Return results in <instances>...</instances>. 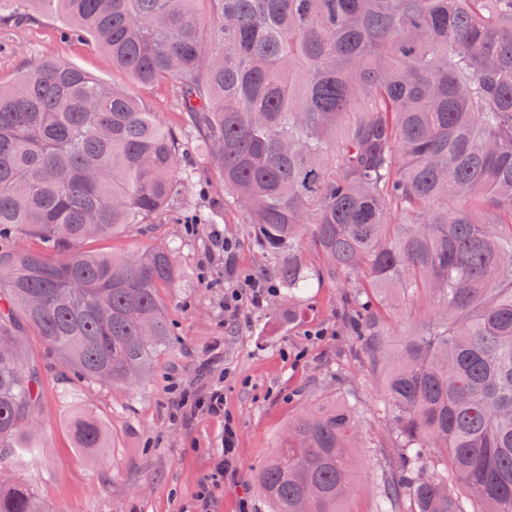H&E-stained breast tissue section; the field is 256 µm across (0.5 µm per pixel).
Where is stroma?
I'll return each mask as SVG.
<instances>
[{
	"label": "stroma",
	"instance_id": "obj_1",
	"mask_svg": "<svg viewBox=\"0 0 512 512\" xmlns=\"http://www.w3.org/2000/svg\"><path fill=\"white\" fill-rule=\"evenodd\" d=\"M12 20L0 24V84L33 70L40 59L60 58L104 83L127 85L94 44L61 38L63 24L10 0ZM236 244L225 264L216 237ZM181 241L176 287L158 294L175 336L151 374L137 386L112 388L78 376L48 354L26 330L29 358L38 368L43 394L36 417L42 448L37 457L0 464V480L26 483L46 512H197L199 486L224 446V420L201 413L188 424L169 418L172 385L199 392L224 386V407L237 424L236 481L213 486L211 512H268L253 481L291 420L311 405L347 407L364 432L352 449L356 494L344 512H380L379 480L393 464L380 407L383 380L355 353L336 309L339 288L312 284L288 300L277 289L259 308L236 318L224 315V286L247 274L273 278L259 259L249 225L232 209L217 224H133L121 234L88 242L89 250L123 254ZM99 419L109 447L76 446L70 429L75 412Z\"/></svg>",
	"mask_w": 512,
	"mask_h": 512
}]
</instances>
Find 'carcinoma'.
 Instances as JSON below:
<instances>
[{
    "label": "carcinoma",
    "instance_id": "1",
    "mask_svg": "<svg viewBox=\"0 0 512 512\" xmlns=\"http://www.w3.org/2000/svg\"><path fill=\"white\" fill-rule=\"evenodd\" d=\"M138 85L168 86L184 134L125 87L44 60L0 88V461L41 447L24 327L79 376L128 387L175 336L169 245L82 249L159 218L253 225L288 299L314 279L371 370L398 460L382 512H512V0H24ZM224 199L180 206L186 187ZM324 263L303 260L301 243ZM434 313L398 341L371 293ZM80 448H105L78 415ZM351 412L305 409L256 473L271 512H338L356 492ZM0 512H45L21 482Z\"/></svg>",
    "mask_w": 512,
    "mask_h": 512
}]
</instances>
